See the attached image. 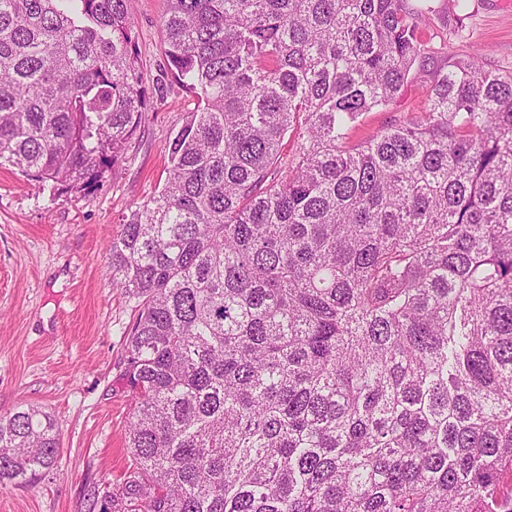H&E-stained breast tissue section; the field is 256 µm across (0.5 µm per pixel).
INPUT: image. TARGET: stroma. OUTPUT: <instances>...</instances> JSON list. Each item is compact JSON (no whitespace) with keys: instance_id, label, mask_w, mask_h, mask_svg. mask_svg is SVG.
Listing matches in <instances>:
<instances>
[{"instance_id":"1","label":"stroma","mask_w":512,"mask_h":512,"mask_svg":"<svg viewBox=\"0 0 512 512\" xmlns=\"http://www.w3.org/2000/svg\"><path fill=\"white\" fill-rule=\"evenodd\" d=\"M151 108L116 174L94 192L55 195L11 166L0 167V414L30 406L60 434L58 463L35 484L0 486V512H93L104 488L129 471L132 395L124 379L134 299L114 288L108 241L122 216L161 189L168 145L194 97L167 68L166 0H129ZM444 15L426 19L429 58L417 61L397 101L367 113L358 144L422 112L434 74L478 53L486 68L512 72V0H469L463 36Z\"/></svg>"}]
</instances>
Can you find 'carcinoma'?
Listing matches in <instances>:
<instances>
[{
	"label": "carcinoma",
	"instance_id": "obj_1",
	"mask_svg": "<svg viewBox=\"0 0 512 512\" xmlns=\"http://www.w3.org/2000/svg\"><path fill=\"white\" fill-rule=\"evenodd\" d=\"M167 2L197 108L108 246L134 468L100 512H512V74L469 54L353 145L434 0ZM145 81L127 0H0V163L93 189ZM58 455L0 415V484Z\"/></svg>",
	"mask_w": 512,
	"mask_h": 512
}]
</instances>
